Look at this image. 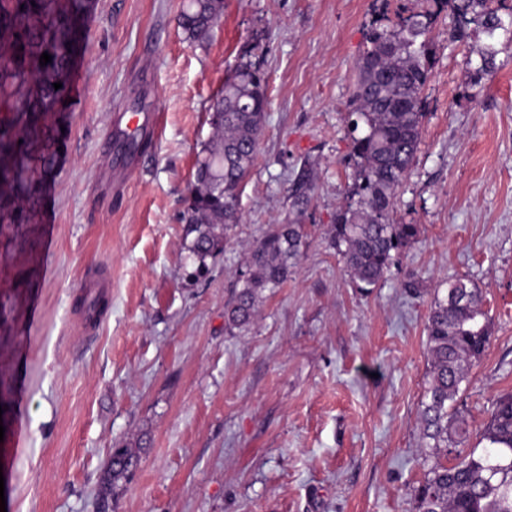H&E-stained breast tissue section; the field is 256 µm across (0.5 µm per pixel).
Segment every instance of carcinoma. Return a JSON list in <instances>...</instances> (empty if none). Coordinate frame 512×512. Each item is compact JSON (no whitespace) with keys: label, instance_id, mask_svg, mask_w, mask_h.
I'll return each instance as SVG.
<instances>
[{"label":"carcinoma","instance_id":"1","mask_svg":"<svg viewBox=\"0 0 512 512\" xmlns=\"http://www.w3.org/2000/svg\"><path fill=\"white\" fill-rule=\"evenodd\" d=\"M420 12L370 24L355 60L346 138L351 168L345 203L336 211L329 246L346 272L365 290L377 287L421 232L418 224H396L397 191L410 174L422 142L423 91L432 68L428 34L444 10L456 14L451 38L463 41L470 27L487 42L470 78L479 81L496 66V32L512 19V0H427ZM94 0H0V98L12 113L0 126V224L27 218L37 194L36 167L53 168L54 138L47 119L70 97L77 59L84 50L86 21ZM224 15V0H188L178 14L186 41L203 43ZM51 63L40 64L42 53ZM62 83L56 90L53 84ZM268 79L246 51L210 101L211 137L197 156L193 187L183 216L188 250L205 266L224 252L226 230L242 221L240 187L256 164L270 101ZM310 181L292 192V206L309 203ZM302 224H271L251 249L240 289L224 308L226 328L247 327L263 291L278 288L306 246ZM482 291L465 278L448 282L427 317L428 386L418 426L429 451L421 460L423 481L413 490L414 512H512V393L494 403L481 432V448L443 458L468 438L455 407L469 370L491 342ZM138 459L130 448L112 449L106 483L131 475Z\"/></svg>","mask_w":512,"mask_h":512}]
</instances>
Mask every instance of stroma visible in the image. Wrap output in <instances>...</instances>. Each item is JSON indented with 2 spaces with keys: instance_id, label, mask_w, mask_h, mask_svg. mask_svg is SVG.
Segmentation results:
<instances>
[{
  "instance_id": "stroma-1",
  "label": "stroma",
  "mask_w": 512,
  "mask_h": 512,
  "mask_svg": "<svg viewBox=\"0 0 512 512\" xmlns=\"http://www.w3.org/2000/svg\"><path fill=\"white\" fill-rule=\"evenodd\" d=\"M182 0H95L80 103L51 117L60 151L30 222L0 224V480L7 512H97L113 449L139 456L114 512H413L427 451L418 416L434 297L464 277L484 294L491 344L457 406L477 446L512 392V38L468 71L442 12L430 32L422 143L393 220L422 228L387 279L356 287L330 248L350 170L353 64L382 0H224L208 42H187ZM270 106L239 197L241 223L203 274L182 222L206 109L245 50ZM159 116L135 146L112 116ZM313 175L304 211L291 194ZM307 245L253 323L224 307L268 225ZM108 278L93 338L86 279Z\"/></svg>"
}]
</instances>
